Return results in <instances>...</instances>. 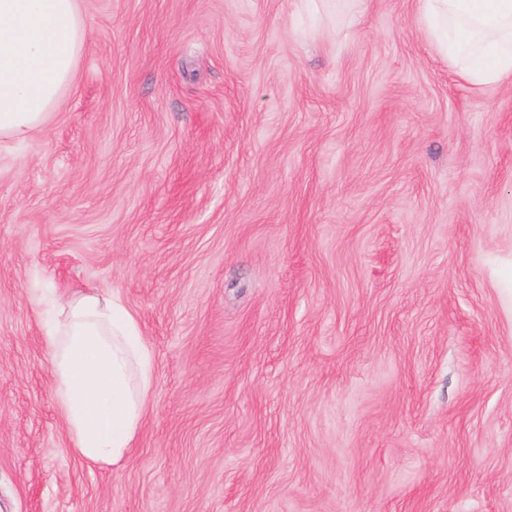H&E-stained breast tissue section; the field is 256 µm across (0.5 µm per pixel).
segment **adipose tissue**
I'll list each match as a JSON object with an SVG mask.
<instances>
[{
    "mask_svg": "<svg viewBox=\"0 0 512 512\" xmlns=\"http://www.w3.org/2000/svg\"><path fill=\"white\" fill-rule=\"evenodd\" d=\"M421 28L475 88L512 80V0H415ZM82 0H0V138L43 125L86 38ZM43 344L72 451L95 466L128 457L153 391V358L117 293L57 299Z\"/></svg>",
    "mask_w": 512,
    "mask_h": 512,
    "instance_id": "ef3b65f1",
    "label": "adipose tissue"
}]
</instances>
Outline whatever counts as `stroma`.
<instances>
[{
	"label": "stroma",
	"instance_id": "35a3bbf8",
	"mask_svg": "<svg viewBox=\"0 0 512 512\" xmlns=\"http://www.w3.org/2000/svg\"><path fill=\"white\" fill-rule=\"evenodd\" d=\"M0 141V512H512V83L414 0H83ZM154 355L128 458L70 449L43 296Z\"/></svg>",
	"mask_w": 512,
	"mask_h": 512
}]
</instances>
